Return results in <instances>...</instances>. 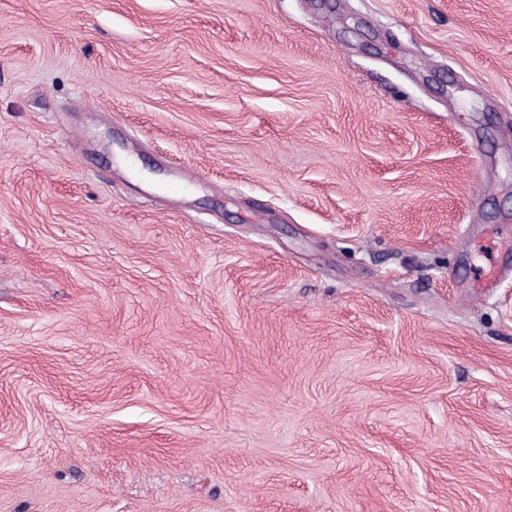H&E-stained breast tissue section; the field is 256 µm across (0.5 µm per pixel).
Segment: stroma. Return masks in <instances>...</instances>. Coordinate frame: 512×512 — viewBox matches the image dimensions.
Masks as SVG:
<instances>
[{"label": "stroma", "mask_w": 512, "mask_h": 512, "mask_svg": "<svg viewBox=\"0 0 512 512\" xmlns=\"http://www.w3.org/2000/svg\"><path fill=\"white\" fill-rule=\"evenodd\" d=\"M0 512H512V0H0Z\"/></svg>", "instance_id": "35a3bbf8"}]
</instances>
